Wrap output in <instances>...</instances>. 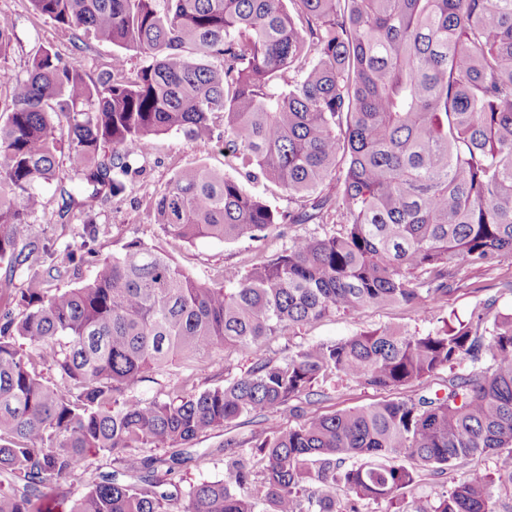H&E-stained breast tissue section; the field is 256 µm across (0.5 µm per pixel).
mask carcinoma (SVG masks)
Returning <instances> with one entry per match:
<instances>
[{"label":"carcinoma","instance_id":"obj_1","mask_svg":"<svg viewBox=\"0 0 512 512\" xmlns=\"http://www.w3.org/2000/svg\"><path fill=\"white\" fill-rule=\"evenodd\" d=\"M70 33L148 54L93 77L41 48L10 89L0 124V512H54L93 453L117 469L66 512H496L512 490V312L446 321L427 333L384 327L259 358L221 387L182 382L168 401L134 392L177 357L254 347L342 311L426 304L454 291L461 267L512 255V0H28ZM0 15V60L13 42ZM220 56L223 65L205 62ZM65 118L66 125L56 122ZM221 117L218 132L214 119ZM217 138L248 178L288 194L282 211L203 165L179 170L152 202L164 235L261 240L286 224H338L299 236L231 285L207 283L141 240L68 275L30 236L39 187L60 180L67 145L93 209L136 174L152 140ZM336 180V194L323 186ZM39 349L34 359L24 344ZM57 373L43 380L37 362ZM449 371L443 388L333 414L310 413L338 376L398 391ZM305 406H300V403ZM290 411L295 427L274 421ZM272 423L222 481L183 491L155 476L144 448L187 445L241 417ZM497 457L436 502L409 510L397 492L420 472ZM136 479L132 484L118 475ZM260 481L253 500L237 488ZM345 506L336 509L339 491Z\"/></svg>","mask_w":512,"mask_h":512}]
</instances>
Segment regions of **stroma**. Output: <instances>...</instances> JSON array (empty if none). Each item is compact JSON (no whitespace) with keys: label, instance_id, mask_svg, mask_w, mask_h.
Listing matches in <instances>:
<instances>
[{"label":"stroma","instance_id":"obj_1","mask_svg":"<svg viewBox=\"0 0 512 512\" xmlns=\"http://www.w3.org/2000/svg\"><path fill=\"white\" fill-rule=\"evenodd\" d=\"M0 14L13 21V47L4 67L17 75H25L29 61L42 47L53 48L65 59L76 60L94 75L108 70L113 55L119 53L125 54L132 70L141 69L150 62L148 56L132 51L124 53L119 47L94 41L88 42L83 49H75L68 35L52 21L32 14L27 0H0ZM57 158L64 180L44 186L43 205L32 215L28 230L31 235L55 240L57 262L66 261L71 252L84 255L85 261L77 274L57 281L56 286L60 289L86 283L94 276L99 262L121 252L126 243L135 239L163 248L182 269L201 280L229 283L237 281L251 265L280 251L290 238L321 236L335 230L331 224H291L282 235L274 233L260 241L242 239L232 242L199 239L189 243L163 236L149 203L164 192L176 172L188 166L204 165L229 175L239 173L236 161L224 156L217 142L194 141L178 131L155 138L148 150L137 158L140 173L127 182L125 191L100 199L93 211L74 208L68 225L63 226L58 224L56 216L61 202L60 186H67L78 200L82 199L83 193L67 152H58ZM89 220L99 228L98 236L93 238L82 233L83 224ZM459 277L458 290L449 294L432 316L424 318L396 304L368 307L351 314L339 312L304 326L296 335L276 337L258 348L227 346L200 353L189 360H173L139 381L135 391L143 399L164 401L174 396L176 385L182 378H191L199 392L214 388L247 372L258 357L281 359L299 344L331 343L360 331L383 327H396L410 333L426 332L437 328L440 318L454 315L466 320L488 303L500 312L512 310V290L507 287L512 281V256L501 257L491 267H464ZM323 390L324 397L314 406L320 413L361 407L386 397L385 392L337 378L328 380ZM267 429V423L259 419L242 417L224 428L201 435L192 447L187 448L189 460L171 474V481L186 488L202 481L223 480L227 463L223 449L225 441L234 439L246 450L252 439L264 436ZM474 468L494 471L495 459L482 455L457 462L441 476L423 473L420 481L401 490L400 496L410 504L436 501Z\"/></svg>","mask_w":512,"mask_h":512}]
</instances>
